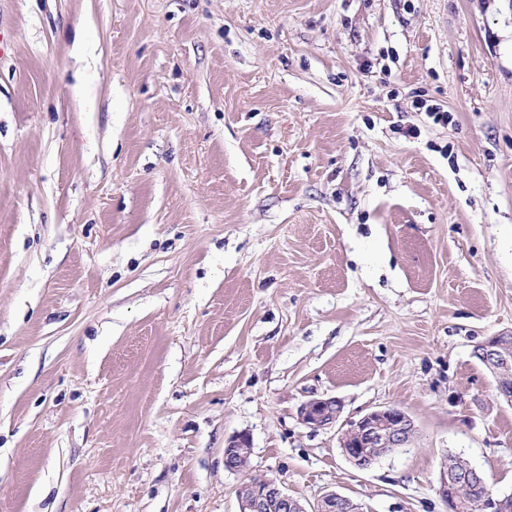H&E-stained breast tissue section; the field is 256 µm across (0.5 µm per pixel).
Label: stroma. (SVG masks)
Instances as JSON below:
<instances>
[{
    "label": "stroma",
    "instance_id": "obj_1",
    "mask_svg": "<svg viewBox=\"0 0 512 512\" xmlns=\"http://www.w3.org/2000/svg\"><path fill=\"white\" fill-rule=\"evenodd\" d=\"M0 29V512H237L255 476L447 512L451 453L512 493L473 355L512 330V0H0ZM320 396L415 437L356 470L299 419ZM239 448H251L250 436L245 432L233 435L225 444L224 467L230 472H238L241 470L239 464L240 456L238 455Z\"/></svg>",
    "mask_w": 512,
    "mask_h": 512
}]
</instances>
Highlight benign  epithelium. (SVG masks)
Returning a JSON list of instances; mask_svg holds the SVG:
<instances>
[{
	"label": "benign epithelium",
	"mask_w": 512,
	"mask_h": 512,
	"mask_svg": "<svg viewBox=\"0 0 512 512\" xmlns=\"http://www.w3.org/2000/svg\"><path fill=\"white\" fill-rule=\"evenodd\" d=\"M512 342L509 331L489 337L478 345L474 355L494 376L500 395L512 403V366L501 357L504 342ZM343 405L335 397L314 398L303 404L299 416L306 426L319 429L338 427L339 445L346 460L357 470L370 468L389 448H403L416 433L414 419L403 409L380 407L359 419L342 422ZM251 447L250 436L241 432L230 437L224 448V467L230 472L241 470L239 449ZM480 479L472 467L461 470L443 468L438 491L448 482L468 486ZM238 512H361L359 504L337 492H328L318 499L313 510L277 481L263 477L244 482L237 491Z\"/></svg>",
	"instance_id": "obj_1"
}]
</instances>
